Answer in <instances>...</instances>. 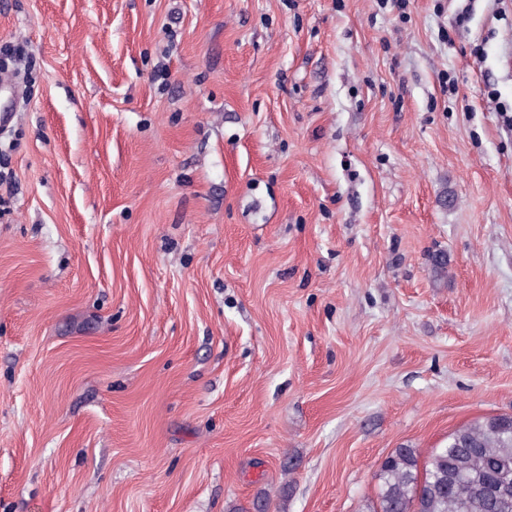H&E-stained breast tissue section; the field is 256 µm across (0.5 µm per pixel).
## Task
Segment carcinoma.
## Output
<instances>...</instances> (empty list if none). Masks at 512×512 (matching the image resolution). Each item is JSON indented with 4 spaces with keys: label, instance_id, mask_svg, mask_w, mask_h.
<instances>
[{
    "label": "carcinoma",
    "instance_id": "carcinoma-1",
    "mask_svg": "<svg viewBox=\"0 0 512 512\" xmlns=\"http://www.w3.org/2000/svg\"><path fill=\"white\" fill-rule=\"evenodd\" d=\"M373 512H512V496L491 500L484 489L512 491V415L464 423L429 456L394 449L380 466Z\"/></svg>",
    "mask_w": 512,
    "mask_h": 512
}]
</instances>
